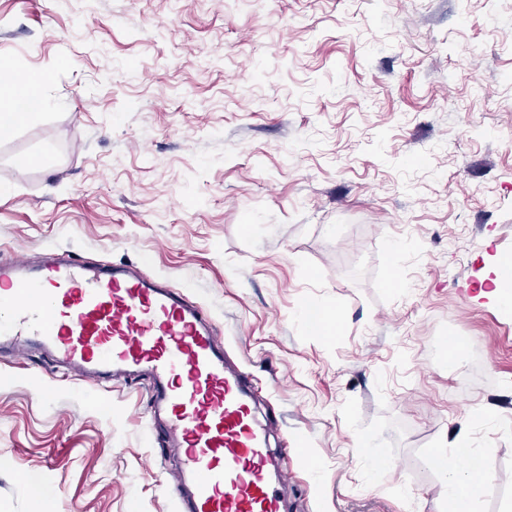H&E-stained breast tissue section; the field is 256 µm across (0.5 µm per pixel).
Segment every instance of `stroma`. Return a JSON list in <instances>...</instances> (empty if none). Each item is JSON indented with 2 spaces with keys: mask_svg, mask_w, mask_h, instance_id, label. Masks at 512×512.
<instances>
[{
  "mask_svg": "<svg viewBox=\"0 0 512 512\" xmlns=\"http://www.w3.org/2000/svg\"><path fill=\"white\" fill-rule=\"evenodd\" d=\"M0 67L47 77L0 138V259L131 264L200 304L298 451L291 512H448L431 455L462 434L476 512H512L487 279L512 258V0H0ZM49 366L0 353V512H176L152 378Z\"/></svg>",
  "mask_w": 512,
  "mask_h": 512,
  "instance_id": "35a3bbf8",
  "label": "stroma"
}]
</instances>
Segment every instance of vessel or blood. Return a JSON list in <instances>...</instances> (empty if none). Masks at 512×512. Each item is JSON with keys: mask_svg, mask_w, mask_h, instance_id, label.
I'll list each match as a JSON object with an SVG mask.
<instances>
[{"mask_svg": "<svg viewBox=\"0 0 512 512\" xmlns=\"http://www.w3.org/2000/svg\"><path fill=\"white\" fill-rule=\"evenodd\" d=\"M37 348L77 379L145 372L154 420L180 448L178 512H288V470L269 448L253 385L230 368L202 309L126 266L59 254L0 260V348Z\"/></svg>", "mask_w": 512, "mask_h": 512, "instance_id": "b4317fda", "label": "vessel or blood"}]
</instances>
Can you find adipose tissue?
Masks as SVG:
<instances>
[{
    "instance_id": "obj_1",
    "label": "adipose tissue",
    "mask_w": 512,
    "mask_h": 512,
    "mask_svg": "<svg viewBox=\"0 0 512 512\" xmlns=\"http://www.w3.org/2000/svg\"><path fill=\"white\" fill-rule=\"evenodd\" d=\"M454 462L443 463L441 494L452 504V512H472L473 502L487 476L485 455L472 447L467 436H459Z\"/></svg>"
}]
</instances>
